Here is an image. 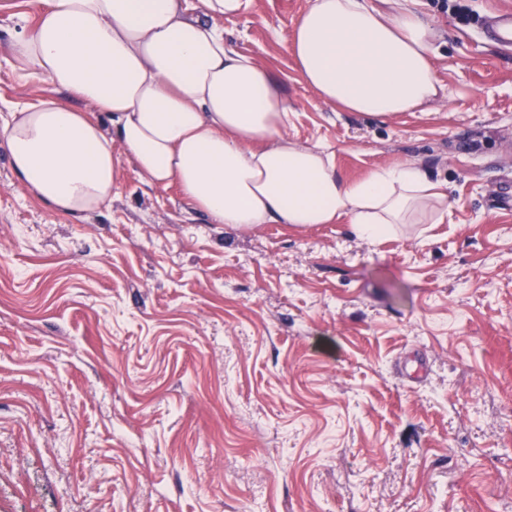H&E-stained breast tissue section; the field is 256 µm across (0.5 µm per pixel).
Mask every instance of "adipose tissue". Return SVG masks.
<instances>
[{
    "label": "adipose tissue",
    "instance_id": "obj_1",
    "mask_svg": "<svg viewBox=\"0 0 512 512\" xmlns=\"http://www.w3.org/2000/svg\"><path fill=\"white\" fill-rule=\"evenodd\" d=\"M43 0L11 46L26 75L88 104L46 98L0 121L20 183L54 211L112 201L121 157L152 185L177 184L212 223L332 224L378 240L398 224H439L448 197L417 164L336 172L332 153L289 140L270 72L224 43L219 18L250 0ZM417 0H311L291 35L302 82L323 104L396 116L436 101L435 31ZM121 153H113V145Z\"/></svg>",
    "mask_w": 512,
    "mask_h": 512
}]
</instances>
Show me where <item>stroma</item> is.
<instances>
[{
  "label": "stroma",
  "instance_id": "stroma-1",
  "mask_svg": "<svg viewBox=\"0 0 512 512\" xmlns=\"http://www.w3.org/2000/svg\"><path fill=\"white\" fill-rule=\"evenodd\" d=\"M309 2L252 0L224 42L271 72L289 139L351 181L416 162L447 217L237 230L126 158L72 216L0 143V512H512V47L484 29L512 0H419L445 98L395 117L302 83ZM40 8L0 0V116L76 102L12 62Z\"/></svg>",
  "mask_w": 512,
  "mask_h": 512
}]
</instances>
